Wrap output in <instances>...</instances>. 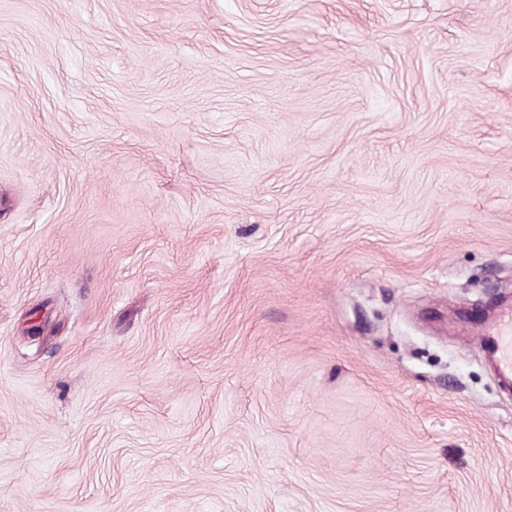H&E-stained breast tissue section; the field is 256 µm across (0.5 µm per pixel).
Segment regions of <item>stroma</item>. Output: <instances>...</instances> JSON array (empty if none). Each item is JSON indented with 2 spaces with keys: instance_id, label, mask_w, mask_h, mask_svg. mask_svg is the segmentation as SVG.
<instances>
[{
  "instance_id": "obj_1",
  "label": "stroma",
  "mask_w": 512,
  "mask_h": 512,
  "mask_svg": "<svg viewBox=\"0 0 512 512\" xmlns=\"http://www.w3.org/2000/svg\"><path fill=\"white\" fill-rule=\"evenodd\" d=\"M512 0H0V512H512ZM481 338L491 349L498 373L512 380V311L504 309Z\"/></svg>"
}]
</instances>
